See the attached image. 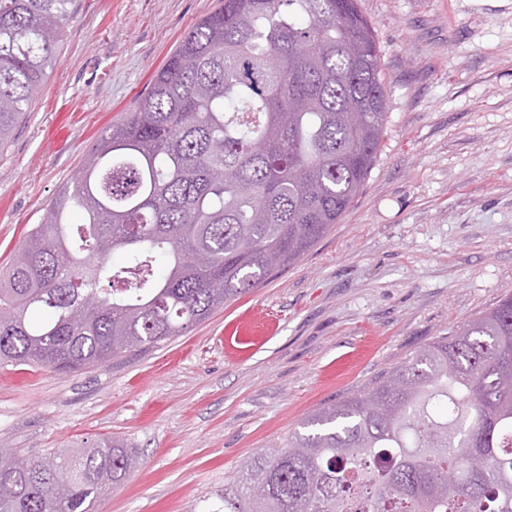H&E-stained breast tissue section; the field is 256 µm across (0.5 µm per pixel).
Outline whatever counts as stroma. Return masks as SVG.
Listing matches in <instances>:
<instances>
[{
    "mask_svg": "<svg viewBox=\"0 0 512 512\" xmlns=\"http://www.w3.org/2000/svg\"><path fill=\"white\" fill-rule=\"evenodd\" d=\"M222 0H77L0 149V268L99 134ZM387 120L356 201L296 264L183 336L74 374L0 365V449L113 438L100 512H205L258 450L512 294V0H358Z\"/></svg>",
    "mask_w": 512,
    "mask_h": 512,
    "instance_id": "stroma-1",
    "label": "stroma"
}]
</instances>
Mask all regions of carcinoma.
<instances>
[{"mask_svg":"<svg viewBox=\"0 0 512 512\" xmlns=\"http://www.w3.org/2000/svg\"><path fill=\"white\" fill-rule=\"evenodd\" d=\"M74 2L0 0V147ZM386 109L357 0H224L0 270V364L146 352L295 264L358 197ZM134 459L110 438L16 454L0 512H96ZM207 512H512V296L308 415Z\"/></svg>","mask_w":512,"mask_h":512,"instance_id":"cac0c4a2","label":"carcinoma"}]
</instances>
